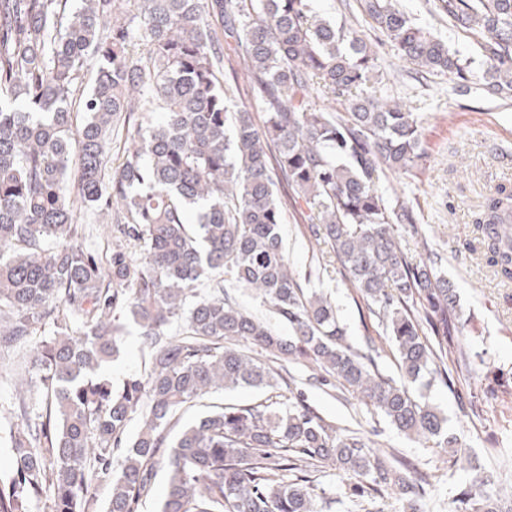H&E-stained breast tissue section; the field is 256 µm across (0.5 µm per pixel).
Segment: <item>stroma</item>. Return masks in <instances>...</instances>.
Listing matches in <instances>:
<instances>
[{
	"label": "stroma",
	"instance_id": "obj_1",
	"mask_svg": "<svg viewBox=\"0 0 512 512\" xmlns=\"http://www.w3.org/2000/svg\"><path fill=\"white\" fill-rule=\"evenodd\" d=\"M417 22L447 42L483 71V58L474 36L453 29L438 13L433 0H398ZM314 11L342 24L371 43L377 71L370 83L382 100H400L418 118L423 161L411 171L388 174L380 182L387 195L412 208L415 224L398 225L402 243L434 262L453 283L461 309L460 339L467 357L469 382L448 388L441 381L410 384L413 395H423L447 419L449 433L457 435L471 460L452 464L447 452L433 444L407 438L380 414L353 396L331 387L310 386L308 364L281 359L276 390L235 389L206 397L185 414L193 419L215 403L256 405L272 394L301 393L307 406L343 429L355 430L371 447L402 456L433 484L425 500H449L452 482L471 479V464L499 472V486L512 487V282L499 278L477 241L472 212L490 187L512 184V100L501 99L475 85L455 91L447 78L418 73L404 63L360 12H347L341 0H311ZM288 261L301 280L326 295L353 347L375 346L385 375L398 377L393 347L359 293L351 288L333 258L317 261L312 255L305 225L287 211L282 225Z\"/></svg>",
	"mask_w": 512,
	"mask_h": 512
}]
</instances>
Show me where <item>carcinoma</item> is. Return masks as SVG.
Listing matches in <instances>:
<instances>
[{"label":"carcinoma","instance_id":"cac0c4a2","mask_svg":"<svg viewBox=\"0 0 512 512\" xmlns=\"http://www.w3.org/2000/svg\"><path fill=\"white\" fill-rule=\"evenodd\" d=\"M0 0V354L30 343L28 375L7 410L13 468L0 475V512H138L158 470V512H323L336 499L313 478L324 468L412 495L429 477L353 431H336L301 399L224 403L181 423L195 400L279 374L235 348L308 359L311 380L338 383L399 432L458 455L457 438L408 382L454 388L462 372L456 294L434 265L409 256L395 226L416 223L378 182L423 159L418 121L403 104L364 93L372 47L309 0ZM397 55L460 89L474 75L398 0H357ZM460 31L478 35L484 86L512 99V0H435ZM243 62L255 120L233 110ZM95 62L89 90L80 73ZM329 95L342 112L323 108ZM163 112L153 122L156 111ZM133 144L118 167L106 152ZM285 185L291 194L278 193ZM293 209L329 247L388 336L402 373L346 341L336 307L301 286L281 224ZM110 216L115 244L82 242L76 213ZM497 275L512 281V186H495L472 215ZM140 246L139 261L124 243ZM209 283L208 292L200 286ZM255 291L281 336L231 293ZM425 316L419 317V311ZM133 323L148 359L117 389L105 372ZM174 322L182 333L169 334ZM37 391L44 412L28 403ZM137 432L127 437L132 420ZM450 512H504L491 474L460 483Z\"/></svg>","mask_w":512,"mask_h":512}]
</instances>
